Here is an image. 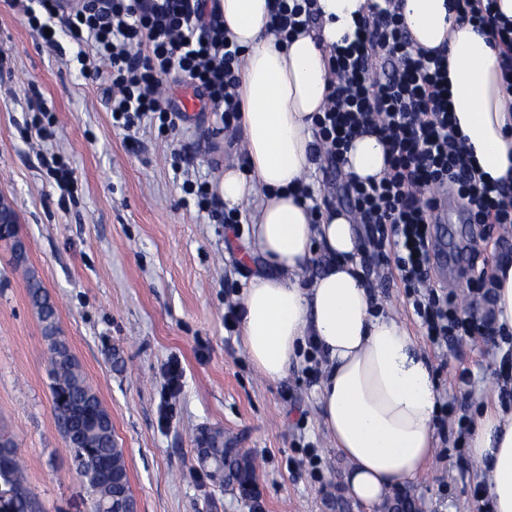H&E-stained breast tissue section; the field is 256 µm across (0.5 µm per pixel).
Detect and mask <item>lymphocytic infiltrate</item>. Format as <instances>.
Returning a JSON list of instances; mask_svg holds the SVG:
<instances>
[{
    "label": "lymphocytic infiltrate",
    "mask_w": 512,
    "mask_h": 512,
    "mask_svg": "<svg viewBox=\"0 0 512 512\" xmlns=\"http://www.w3.org/2000/svg\"><path fill=\"white\" fill-rule=\"evenodd\" d=\"M208 3L80 0L68 15L81 74L107 78L113 127L128 131L147 119L176 134L180 113L163 90L171 81L191 86L223 129H234L241 52ZM400 9V0H377L354 40L330 52L334 78L324 110L313 117V146L341 177L326 178L323 194L350 205L368 275L383 285L398 278L431 341L485 336L492 318L466 313L465 303L433 285L432 224L451 190L471 223L511 225L512 184L477 181L451 116L448 56L413 53ZM456 11L459 22L473 24L500 50L512 88V25L495 12L494 0H456ZM317 21V0H273L268 29L288 40ZM366 132L386 146L387 169L378 180L342 173L351 141Z\"/></svg>",
    "instance_id": "obj_1"
}]
</instances>
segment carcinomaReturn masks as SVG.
Masks as SVG:
<instances>
[{"instance_id":"carcinoma-1","label":"carcinoma","mask_w":512,"mask_h":512,"mask_svg":"<svg viewBox=\"0 0 512 512\" xmlns=\"http://www.w3.org/2000/svg\"><path fill=\"white\" fill-rule=\"evenodd\" d=\"M28 296L47 342L50 365L52 400L66 397L64 409H75L82 420L94 415L105 418L104 427L86 431L84 438L70 445L77 472L87 475L91 492L90 512H102V505L114 504L112 512H127L118 506L133 501L135 496L126 467L124 449L120 448L112 431V417L102 408V402L89 386L82 366L71 353L62 335L56 306L35 275L27 277ZM203 447L198 449L197 463L205 464L218 473L217 481L237 494L255 485L256 465L233 448L224 447V431L208 429L200 434ZM0 486L10 492L9 512H39L38 505L27 487L16 444L0 438Z\"/></svg>"}]
</instances>
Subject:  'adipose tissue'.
<instances>
[{"mask_svg": "<svg viewBox=\"0 0 512 512\" xmlns=\"http://www.w3.org/2000/svg\"><path fill=\"white\" fill-rule=\"evenodd\" d=\"M373 0H318L320 22L288 42L266 30L270 0H217L229 37L240 46L238 89L246 168L225 167L217 185L226 208L252 201L245 254H260L241 299L243 346L267 381L287 377L308 341L323 358L320 417L345 458L348 496L375 512L395 485L422 475L434 454L438 393L416 339L399 320L375 310L355 259L358 235L349 216H313L296 195L315 169L312 117L326 103L329 50L353 39ZM414 48H446L448 99L477 174L512 182V91L501 54L484 33L457 20L455 0H402ZM345 170L381 178L384 147L357 137ZM327 261L316 274V255ZM496 329L512 332V261L494 262ZM469 446L493 512H512V416L489 408L475 421Z\"/></svg>", "mask_w": 512, "mask_h": 512, "instance_id": "adipose-tissue-1", "label": "adipose tissue"}]
</instances>
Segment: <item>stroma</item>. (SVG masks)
Returning a JSON list of instances; mask_svg holds the SVG:
<instances>
[{"instance_id": "stroma-1", "label": "stroma", "mask_w": 512, "mask_h": 512, "mask_svg": "<svg viewBox=\"0 0 512 512\" xmlns=\"http://www.w3.org/2000/svg\"><path fill=\"white\" fill-rule=\"evenodd\" d=\"M47 50L24 14L0 2V194L20 215L25 265L0 244V433L16 443L40 512H89L88 490L53 415L46 343L26 290L35 272L54 299L59 322L89 384L112 416L126 452L139 512H247L196 467L199 429L220 428L224 445L252 455L259 512H358L343 485L344 459L319 417L318 374L305 362L285 379H263L240 329L224 326L228 305L248 284L243 250L249 225L224 229L185 204L173 151L184 148L197 176L216 186L234 159L214 116L193 91L172 85L176 102L193 101L179 140L157 128H114L104 85L63 59L78 50L59 34ZM42 100L51 137H27L30 103ZM62 155L76 176L61 199L41 155ZM380 310L414 333L428 358L440 403L475 419L488 405L512 409L504 351L462 338L445 347L424 335L398 283L377 291ZM178 365V393L167 387ZM452 429L434 432V457L401 487L419 512H486ZM314 447V464L302 462Z\"/></svg>"}]
</instances>
